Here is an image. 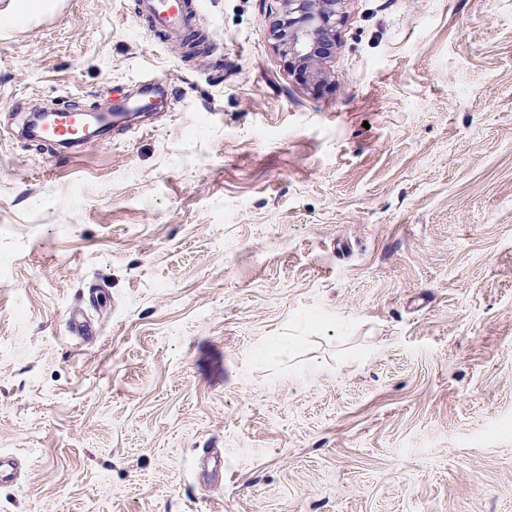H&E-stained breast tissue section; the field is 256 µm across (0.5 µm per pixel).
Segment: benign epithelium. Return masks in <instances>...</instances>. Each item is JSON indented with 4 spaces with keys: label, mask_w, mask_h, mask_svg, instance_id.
I'll use <instances>...</instances> for the list:
<instances>
[{
    "label": "benign epithelium",
    "mask_w": 512,
    "mask_h": 512,
    "mask_svg": "<svg viewBox=\"0 0 512 512\" xmlns=\"http://www.w3.org/2000/svg\"><path fill=\"white\" fill-rule=\"evenodd\" d=\"M281 13L271 35L288 70L301 84L319 92L332 83L337 26L345 0H280Z\"/></svg>",
    "instance_id": "obj_1"
}]
</instances>
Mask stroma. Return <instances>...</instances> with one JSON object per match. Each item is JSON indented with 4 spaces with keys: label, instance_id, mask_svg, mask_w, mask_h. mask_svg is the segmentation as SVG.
<instances>
[{
    "label": "stroma",
    "instance_id": "obj_1",
    "mask_svg": "<svg viewBox=\"0 0 512 512\" xmlns=\"http://www.w3.org/2000/svg\"><path fill=\"white\" fill-rule=\"evenodd\" d=\"M58 6L0 32V512H512V0H346L319 94L279 0ZM200 0H137L134 14L162 41L193 42L198 37ZM165 95L166 83L161 79L150 78L141 82L136 93L124 99L123 108L112 114V131L126 129L134 116L133 113L140 112L148 106H155L157 100ZM69 104L66 108L52 109L54 112L53 125L50 133L39 137L44 143H52L55 145L67 142L69 147H80L84 145L88 139H85L81 133L83 132L84 110L79 106Z\"/></svg>",
    "mask_w": 512,
    "mask_h": 512
}]
</instances>
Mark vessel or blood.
<instances>
[{"instance_id":"obj_1","label":"vessel or blood","mask_w":512,"mask_h":512,"mask_svg":"<svg viewBox=\"0 0 512 512\" xmlns=\"http://www.w3.org/2000/svg\"><path fill=\"white\" fill-rule=\"evenodd\" d=\"M200 6V0H137L134 14L159 40L191 42L198 36L196 21ZM33 9L31 0H16L14 13L0 18V27L13 29L27 25ZM166 93V84L161 79L141 82L136 93L125 98L123 108L113 113V128L126 129L134 113L155 105ZM83 122L84 111L79 106L57 109L50 133L42 135L41 140L55 145L65 142L72 147L82 146Z\"/></svg>"}]
</instances>
